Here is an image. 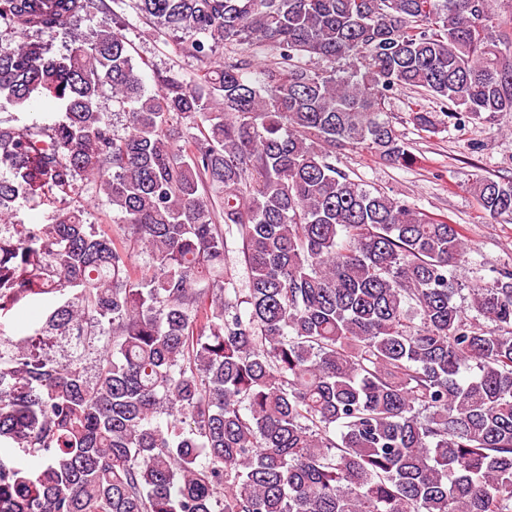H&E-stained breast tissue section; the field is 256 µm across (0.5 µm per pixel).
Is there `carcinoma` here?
Listing matches in <instances>:
<instances>
[{
  "instance_id": "cac0c4a2",
  "label": "carcinoma",
  "mask_w": 512,
  "mask_h": 512,
  "mask_svg": "<svg viewBox=\"0 0 512 512\" xmlns=\"http://www.w3.org/2000/svg\"><path fill=\"white\" fill-rule=\"evenodd\" d=\"M504 3L131 0L195 63L150 93L109 0H0V512H512V270L465 316L463 225L333 162L414 163L397 91L430 134L512 112ZM224 266L234 277L235 288H248V279L250 272L243 260V256L238 250L236 241H229L228 250L225 252Z\"/></svg>"
}]
</instances>
